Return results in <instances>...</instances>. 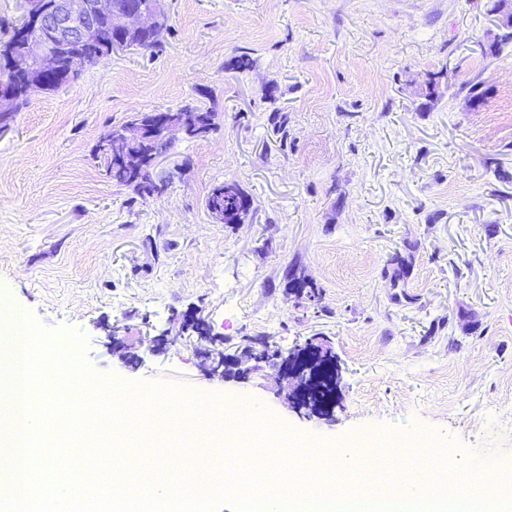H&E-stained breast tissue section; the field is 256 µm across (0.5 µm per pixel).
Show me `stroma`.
I'll use <instances>...</instances> for the list:
<instances>
[{"label":"stroma","instance_id":"1","mask_svg":"<svg viewBox=\"0 0 512 512\" xmlns=\"http://www.w3.org/2000/svg\"><path fill=\"white\" fill-rule=\"evenodd\" d=\"M491 4L163 0L158 49L113 52L0 134V295L82 335L97 373L270 413L310 447L360 455L388 434L512 466V41L489 54ZM187 101L217 126L160 160L166 191L112 183L99 137ZM224 182L248 196L244 223L206 207ZM189 313L231 354L327 348L333 407L294 408L270 365L212 376Z\"/></svg>","mask_w":512,"mask_h":512}]
</instances>
